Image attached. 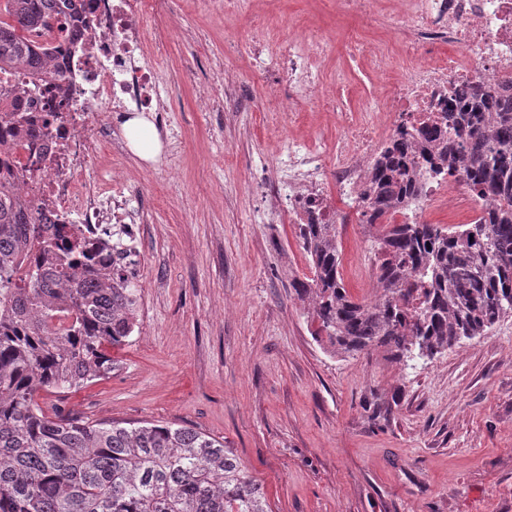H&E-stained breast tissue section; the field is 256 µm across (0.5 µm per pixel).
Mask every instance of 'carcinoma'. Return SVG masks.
<instances>
[{"instance_id": "1", "label": "carcinoma", "mask_w": 512, "mask_h": 512, "mask_svg": "<svg viewBox=\"0 0 512 512\" xmlns=\"http://www.w3.org/2000/svg\"><path fill=\"white\" fill-rule=\"evenodd\" d=\"M72 0H5L0 74L25 69L38 81L64 78L26 34L62 17ZM0 80L12 126L0 153L41 129L25 96ZM436 119L401 132L372 161L360 193L361 223L418 197L423 170L459 175L493 202L477 224H387L376 237L380 296L354 299L338 275L334 224H300L311 276L292 288L312 304L315 340L331 353L386 347L413 361L484 335L512 315V88L493 96L479 84L454 90ZM36 199L0 174V512H270L261 486L237 456L196 429L91 421L42 391L70 389L112 374L106 346L130 342L138 288L124 269H98V243L73 224H42Z\"/></svg>"}]
</instances>
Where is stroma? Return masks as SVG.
I'll return each instance as SVG.
<instances>
[{
	"mask_svg": "<svg viewBox=\"0 0 512 512\" xmlns=\"http://www.w3.org/2000/svg\"><path fill=\"white\" fill-rule=\"evenodd\" d=\"M208 0H179L176 26L144 22L149 60L170 110L163 150L147 163L103 155L76 180L129 192L141 224L136 245L139 324L112 348L108 378L53 403L93 421H152L222 440L259 483L272 512H512V316L486 335L406 362L379 347L330 355L313 339L308 306L292 283L310 274L296 225L270 224L253 183L278 180L283 142L329 153L335 114L305 113L296 126L266 111L211 112L204 95L244 22ZM269 47L287 20L313 22L334 40L320 77L372 106L369 75L346 53L351 36L388 33L339 14L331 0H254ZM356 218L338 227L339 274L358 300H376L373 238Z\"/></svg>",
	"mask_w": 512,
	"mask_h": 512,
	"instance_id": "35a3bbf8",
	"label": "stroma"
}]
</instances>
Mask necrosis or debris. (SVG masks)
<instances>
[{"label":"necrosis or debris","mask_w":512,"mask_h":512,"mask_svg":"<svg viewBox=\"0 0 512 512\" xmlns=\"http://www.w3.org/2000/svg\"><path fill=\"white\" fill-rule=\"evenodd\" d=\"M391 31L402 44L409 67L403 78L391 75L387 46L358 39L351 56L367 61L380 81L381 95L372 111L350 119L338 85L325 84L314 71L316 60L333 47L319 29L311 28L267 48V33L250 23L245 41L250 57L247 74L225 73L221 93L207 96L208 109L222 112L229 98L243 99L254 84L276 102L275 109L296 123L305 107L338 114L345 136L327 155L306 150L289 140L279 158L282 180L265 183L262 203L269 223L338 224L339 210L328 190L336 184L345 192L348 208H357L368 168L387 138L421 124L429 106L446 100L450 84L467 80L488 92L500 90L512 78V0H395ZM85 24L76 43L55 32L38 41L54 50L64 78L54 88L34 86L25 70L11 83L28 95L29 117L49 123L47 137L18 147L14 171H25L21 183L42 206L44 224H74L85 236L111 246L110 227L133 224L137 217L117 196H103L95 185L79 184L74 172L83 170L102 147L125 143V118L141 112L160 124L168 110L158 90L157 72L145 59L143 21L174 16V0H79ZM112 114V134L103 138L98 107ZM57 119H49V111ZM424 204L465 213L477 220L488 204L478 199L465 179L428 184Z\"/></svg>","instance_id":"4bbe7bcc"}]
</instances>
